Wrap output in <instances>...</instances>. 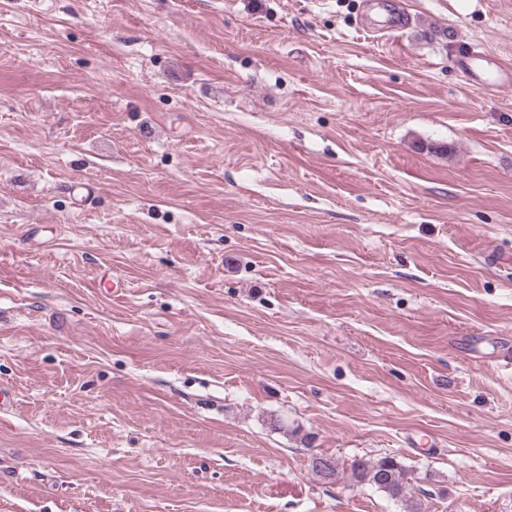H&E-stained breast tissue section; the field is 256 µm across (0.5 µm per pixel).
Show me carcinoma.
I'll list each match as a JSON object with an SVG mask.
<instances>
[{
  "mask_svg": "<svg viewBox=\"0 0 512 512\" xmlns=\"http://www.w3.org/2000/svg\"><path fill=\"white\" fill-rule=\"evenodd\" d=\"M311 468L326 483L340 479L338 463L331 457L322 454L312 456ZM350 478L356 484L368 486L404 503L408 512H421V504L409 497L408 473L394 456L355 459L350 465Z\"/></svg>",
  "mask_w": 512,
  "mask_h": 512,
  "instance_id": "carcinoma-1",
  "label": "carcinoma"
}]
</instances>
